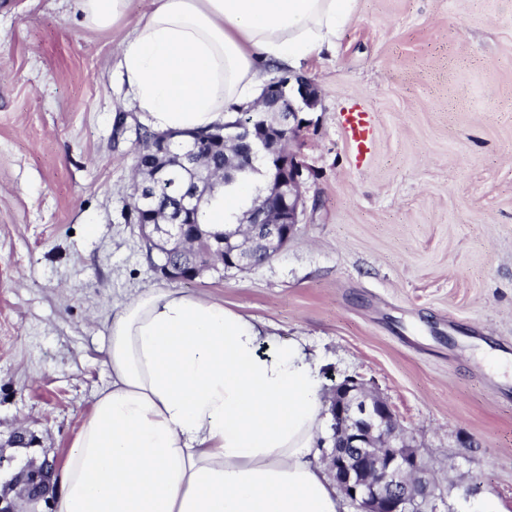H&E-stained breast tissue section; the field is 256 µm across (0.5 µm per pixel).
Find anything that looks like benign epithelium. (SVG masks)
Here are the masks:
<instances>
[{"instance_id": "1", "label": "benign epithelium", "mask_w": 512, "mask_h": 512, "mask_svg": "<svg viewBox=\"0 0 512 512\" xmlns=\"http://www.w3.org/2000/svg\"><path fill=\"white\" fill-rule=\"evenodd\" d=\"M319 94L314 83L297 76L287 84L273 80L263 90L260 100L237 109L234 120L225 123L224 134L208 137L188 133L182 140L184 151L178 154L179 166L194 175L197 185L179 193L178 204L165 210L166 223L143 224L144 238L153 241L168 231L170 224H191L202 201L200 188L212 184L211 175L202 167L199 148L211 144L222 148L232 144L241 149L240 165L249 166L263 158L270 164L268 194L261 203L250 209L243 223L266 225L264 237L288 243L280 231L281 225L294 228L306 209L302 193L303 165L290 149V142L306 129L300 114L314 109ZM166 176L158 170L152 179L139 182L131 196L143 211L155 209ZM329 414L332 419L329 466L343 492L358 512H434L429 508L433 483L424 455L404 441L391 406L382 398L370 395L362 382L350 378L336 387ZM54 470V464L44 461L18 473L0 491V512H40L35 504L49 502L41 485V477ZM21 488L25 504L23 511L9 497L8 489Z\"/></svg>"}]
</instances>
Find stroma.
<instances>
[{
	"label": "stroma",
	"instance_id": "35a3bbf8",
	"mask_svg": "<svg viewBox=\"0 0 512 512\" xmlns=\"http://www.w3.org/2000/svg\"><path fill=\"white\" fill-rule=\"evenodd\" d=\"M152 6L100 30L76 0H0V456L63 465L112 382L113 306L171 288L318 352L323 401L349 377L383 397L438 512H512V0H359L301 71L320 101L295 235L192 281L154 269L131 210L145 121L121 47ZM344 131L351 146L362 154L372 141V129L363 112H348L344 115Z\"/></svg>",
	"mask_w": 512,
	"mask_h": 512
}]
</instances>
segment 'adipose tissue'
<instances>
[{"label":"adipose tissue","mask_w":512,"mask_h":512,"mask_svg":"<svg viewBox=\"0 0 512 512\" xmlns=\"http://www.w3.org/2000/svg\"><path fill=\"white\" fill-rule=\"evenodd\" d=\"M357 0H154L121 67L158 131L223 125L262 67L332 51ZM112 383L79 428L52 512H341L318 459V357L194 293L113 310Z\"/></svg>","instance_id":"adipose-tissue-1"}]
</instances>
